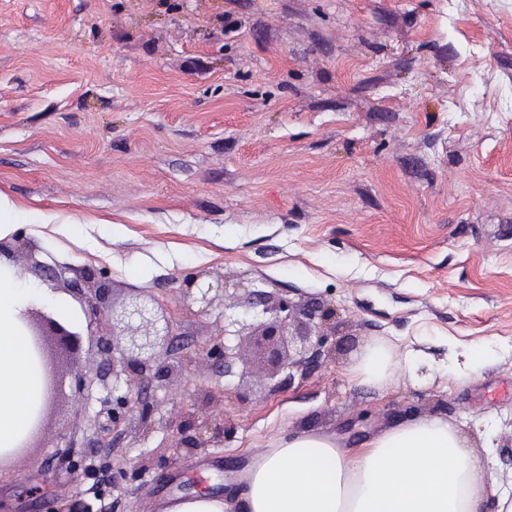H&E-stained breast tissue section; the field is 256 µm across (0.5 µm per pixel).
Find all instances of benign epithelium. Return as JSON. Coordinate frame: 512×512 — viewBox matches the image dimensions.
I'll return each mask as SVG.
<instances>
[{
	"mask_svg": "<svg viewBox=\"0 0 512 512\" xmlns=\"http://www.w3.org/2000/svg\"><path fill=\"white\" fill-rule=\"evenodd\" d=\"M70 271L71 267L62 266L51 271L49 278L64 281L66 290L88 306L85 335L101 357L96 379L107 394L99 400L100 407L90 419L85 447L104 448L110 439L132 430L141 434L153 430L161 406L150 400L149 390L180 378L183 365L173 359L175 334L167 305L146 291H138L118 306L108 301V288L102 282L104 272L88 268L73 279L65 278ZM196 282L192 276L184 279L182 301L200 303L205 310L224 299L227 290L239 289V285L231 286L224 279L205 288L196 287ZM239 307L243 309L242 319L230 320L224 326V342L208 341L199 346L202 357L213 366L224 367L226 376L235 374L238 367L240 376L250 373L251 362L242 351L245 343L270 379L287 368L304 367L306 361L302 354L306 351L318 359H328L336 347L335 334L324 331L333 310L321 304L301 306L287 297L253 289L242 298ZM37 316L40 322L33 323L30 336L44 360H49L54 348L72 356L79 355L84 334L44 312ZM234 337L239 342H232ZM86 389V375L77 374L71 394L73 405L84 404ZM60 391L62 381L51 367L44 377L45 402L55 399ZM233 434L234 428L204 421L195 410L187 408L180 413L171 446L192 454L199 448H221ZM163 457L165 451L162 450L156 460L143 459L129 468L114 469L112 483L119 485L130 478H144Z\"/></svg>",
	"mask_w": 512,
	"mask_h": 512,
	"instance_id": "1",
	"label": "benign epithelium"
}]
</instances>
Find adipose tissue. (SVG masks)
<instances>
[{"instance_id":"ef3b65f1","label":"adipose tissue","mask_w":512,"mask_h":512,"mask_svg":"<svg viewBox=\"0 0 512 512\" xmlns=\"http://www.w3.org/2000/svg\"><path fill=\"white\" fill-rule=\"evenodd\" d=\"M50 227L72 242L80 222L32 208L0 192V239L19 225ZM76 320L66 297L48 298L0 262V458L29 437L43 406L46 363L33 349L29 305ZM395 364L389 345L370 347L347 371L357 382L385 385ZM493 446L474 451L461 426L440 416H414L351 445L333 433L281 431L249 456L238 485L226 494L169 500L163 512H512V481H496Z\"/></svg>"}]
</instances>
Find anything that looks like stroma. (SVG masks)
<instances>
[{"mask_svg":"<svg viewBox=\"0 0 512 512\" xmlns=\"http://www.w3.org/2000/svg\"><path fill=\"white\" fill-rule=\"evenodd\" d=\"M485 2L0 0V191L85 223L79 247L32 226L29 249L0 243L54 294L59 264L105 271L118 302L150 291L184 365L150 392L163 422L94 449L89 469L56 453L81 446L104 391L79 410L60 395L0 469V512H77L96 498L103 512H159L185 484H236L279 430L355 444L412 409L481 421L495 478L512 480V0L493 13ZM100 218L121 236L102 235ZM190 272L333 307L343 351L276 388L256 367L212 370L196 345L240 309L233 296L183 305ZM378 341L427 351L423 381L350 380ZM455 343L486 345L492 360L457 378ZM201 387L232 440L113 487V468L168 444Z\"/></svg>","mask_w":512,"mask_h":512,"instance_id":"obj_1","label":"stroma"}]
</instances>
